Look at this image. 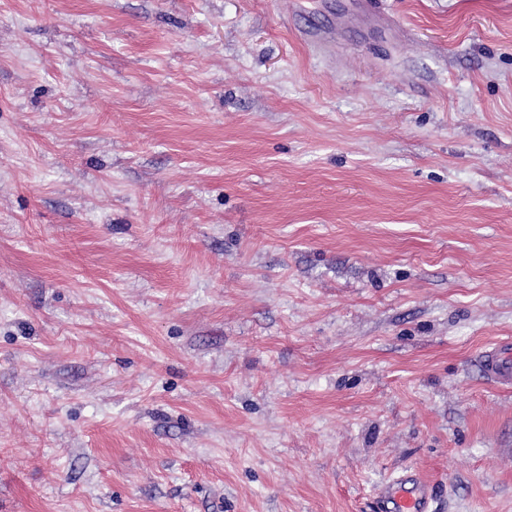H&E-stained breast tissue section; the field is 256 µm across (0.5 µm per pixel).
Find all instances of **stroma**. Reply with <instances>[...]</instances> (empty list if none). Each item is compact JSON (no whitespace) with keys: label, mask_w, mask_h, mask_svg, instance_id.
Listing matches in <instances>:
<instances>
[{"label":"stroma","mask_w":512,"mask_h":512,"mask_svg":"<svg viewBox=\"0 0 512 512\" xmlns=\"http://www.w3.org/2000/svg\"><path fill=\"white\" fill-rule=\"evenodd\" d=\"M502 341L512 0H0V512H512ZM493 347L485 350L483 355L484 369L488 377L500 385H508L512 380V357L508 349ZM429 481L419 474L400 476L382 488L392 512H426Z\"/></svg>","instance_id":"obj_1"}]
</instances>
